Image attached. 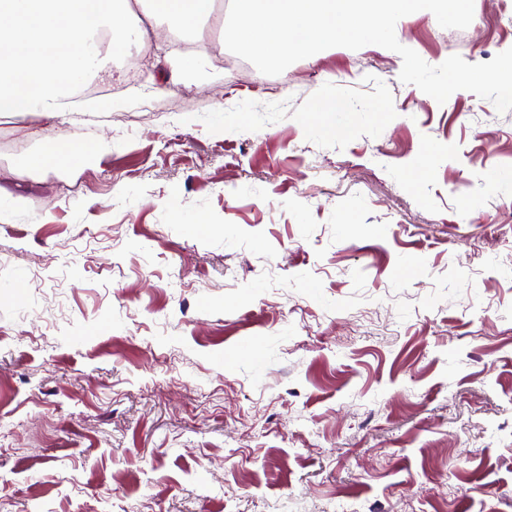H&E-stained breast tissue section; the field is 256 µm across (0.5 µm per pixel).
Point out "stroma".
<instances>
[{
	"instance_id": "obj_1",
	"label": "stroma",
	"mask_w": 512,
	"mask_h": 512,
	"mask_svg": "<svg viewBox=\"0 0 512 512\" xmlns=\"http://www.w3.org/2000/svg\"><path fill=\"white\" fill-rule=\"evenodd\" d=\"M176 32L95 77L139 105L0 117V512H512V110ZM395 34L484 63L512 0ZM222 32V31H221ZM187 50L204 47L210 54L212 61L219 67H224L223 32L218 29L209 32L202 40L192 39L186 42ZM88 149L80 144L76 137H47L45 138L41 152L32 160L36 167L57 165L81 153H87Z\"/></svg>"
}]
</instances>
